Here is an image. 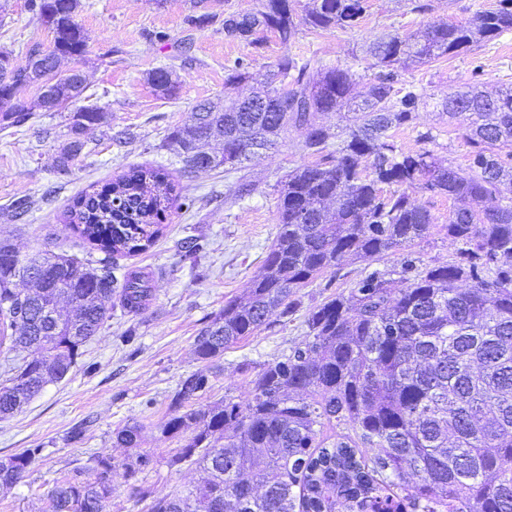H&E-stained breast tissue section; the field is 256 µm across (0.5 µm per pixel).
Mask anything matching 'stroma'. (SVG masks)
<instances>
[{
  "label": "stroma",
  "mask_w": 512,
  "mask_h": 512,
  "mask_svg": "<svg viewBox=\"0 0 512 512\" xmlns=\"http://www.w3.org/2000/svg\"><path fill=\"white\" fill-rule=\"evenodd\" d=\"M416 2L368 0L355 30H315L302 24L290 43L261 31L253 44L225 37L224 19L257 7L258 0H81L76 19L89 35L87 51L81 60H63L61 68L84 72L81 106L103 108L110 123L91 127L78 160L69 169H59L56 158L70 114L31 110L34 89H19L16 100L30 111L20 123L0 127V241L11 243L23 258L41 251L88 259L90 246L66 223L64 213L82 192L110 184L132 168L164 167L179 194L192 198L194 205L186 211L169 210L155 244L126 261L151 277L154 292L149 304L136 313L114 306L111 318L83 347L67 377L48 384L21 411L0 420V458L29 448L43 451L11 491L0 492V512H44L43 491L61 473L98 452L110 454L115 463L107 512H146V503L127 495L121 464L131 451L114 438L117 429L133 424L142 427L141 451L153 458L140 478L154 496L204 479L196 466L173 470L166 464L180 445L178 438L162 431L169 402L181 378L203 368L194 355L199 331L225 301L244 293L259 270L276 234L280 180L308 158L297 148L298 132L288 130L274 149L245 161L242 173L251 193L234 200L228 195L232 181L223 171L181 177L164 140L170 129L185 123L197 103L223 95L226 68L236 59L249 62L257 82L288 53L370 75L377 70L367 51L371 40L387 34L406 38L433 22L465 24L495 0H431L427 13L416 11ZM202 13L212 14L213 22L202 28L187 24V16ZM159 31L165 32V40L156 39ZM52 42V31L32 14L28 0H0V50L10 52L16 65H26L29 47L46 49ZM157 66L173 69L180 86L177 96L160 97L147 84V71ZM403 77L420 83L435 101L474 80L491 93L510 88L512 31L478 50L409 68ZM427 130L434 134L428 143L420 138ZM394 141L405 152L427 149L457 168L468 165L462 129L439 119L433 108L422 110L415 124L396 131ZM414 196L436 219L430 234L416 244V252L430 265L453 261L459 245L444 230L453 200L419 190ZM23 199L30 208L18 220L12 211ZM189 237L208 242L206 252L194 262L184 258ZM363 268L362 262H346L338 272H325L298 289L291 316L271 315L261 331L225 350L211 390L193 402V409H207L226 397L247 402L251 376L240 373V365L256 370L289 352L305 337L309 309L346 290ZM130 331L136 339L124 343ZM79 424L85 427L82 439L70 441L69 431Z\"/></svg>",
  "instance_id": "35a3bbf8"
}]
</instances>
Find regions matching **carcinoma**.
<instances>
[{
	"mask_svg": "<svg viewBox=\"0 0 512 512\" xmlns=\"http://www.w3.org/2000/svg\"><path fill=\"white\" fill-rule=\"evenodd\" d=\"M259 0V7L224 26L251 40L276 32L283 43L303 22L313 29L352 31L367 0ZM80 0H29V10L54 34L52 49L30 51L23 68L0 50V124L26 116L15 102L27 70L49 72L37 82L36 106L60 112L82 97L76 75L57 72L62 59L86 53L89 36L76 21ZM512 31V0H496L466 25H430L411 40L379 37L368 45L380 72L366 97L354 95L360 75L317 58L291 54L271 66L264 89L234 91L249 80L242 59L227 69L224 102H206L170 129L166 143L181 175L242 170L254 149H271L290 128L302 133L301 153L315 158L290 171L278 189L272 245L244 295L195 338L208 370L183 377L163 432L183 440L170 468L196 464L206 480L151 498L139 479L153 459L122 464L128 495L150 500L147 512H512V89L492 96L467 85L448 94L441 114L456 121L469 144L467 169L444 165L429 151L405 153L393 134L428 105L424 88L401 78L411 64H430ZM164 66L146 74L163 97L177 93ZM317 112H344L351 123L332 129ZM108 123L98 107L74 112L57 163L81 156L84 133ZM416 189L456 202L443 225L461 244L456 260L431 266L412 251L434 226ZM121 205H114V200ZM161 169H134L110 186L85 191L66 222L105 254L78 262L53 253L16 265L0 243V419L30 402L50 381L64 379L112 313L146 306L149 277L119 264L154 244L159 220L178 202ZM403 250L400 269L364 270L348 293L307 313L305 339L251 379V399H224L204 411L190 403L211 389L224 350L255 335L270 312H294L296 290L344 260H380ZM399 279H394V276ZM405 287L396 288V281ZM31 288L22 291L17 282ZM28 350L30 360L15 352ZM136 448L140 428L115 432ZM368 448V456L361 449ZM28 448L0 459V491L9 492L40 458ZM112 456L95 453L45 492L48 512H105L112 497Z\"/></svg>",
	"mask_w": 512,
	"mask_h": 512,
	"instance_id": "1",
	"label": "carcinoma"
}]
</instances>
